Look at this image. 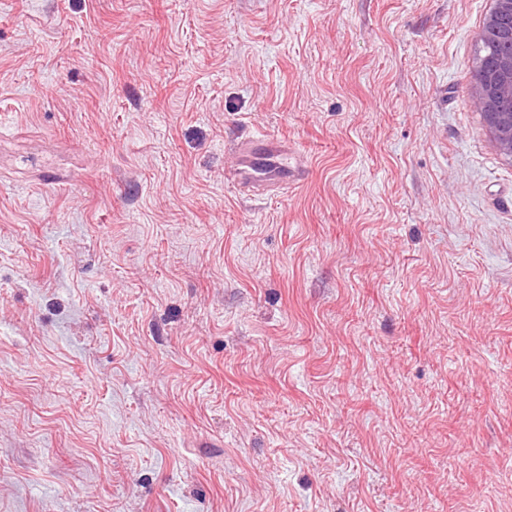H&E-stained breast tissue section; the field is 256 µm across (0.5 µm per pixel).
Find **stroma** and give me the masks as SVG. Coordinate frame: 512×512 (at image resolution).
<instances>
[{
  "label": "stroma",
  "instance_id": "1",
  "mask_svg": "<svg viewBox=\"0 0 512 512\" xmlns=\"http://www.w3.org/2000/svg\"><path fill=\"white\" fill-rule=\"evenodd\" d=\"M492 7L0 0V512H512ZM471 95L494 147L512 162V109L502 107L504 100L512 101V53L493 63L474 62ZM238 168L230 173L231 180L237 187H248L257 192L272 185H288V149L283 148L274 141H268L264 136L251 137L237 144ZM258 154L270 155L277 161L261 176L254 177L250 173ZM239 166H244L249 182L237 179Z\"/></svg>",
  "mask_w": 512,
  "mask_h": 512
}]
</instances>
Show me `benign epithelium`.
Here are the masks:
<instances>
[{
  "mask_svg": "<svg viewBox=\"0 0 512 512\" xmlns=\"http://www.w3.org/2000/svg\"><path fill=\"white\" fill-rule=\"evenodd\" d=\"M506 18H512V0H494L480 38L493 31L500 39L512 42V28L502 25ZM471 95L494 147L512 162V109L502 107L503 101H512V53L493 63L482 58L474 62Z\"/></svg>",
  "mask_w": 512,
  "mask_h": 512,
  "instance_id": "obj_1",
  "label": "benign epithelium"
}]
</instances>
